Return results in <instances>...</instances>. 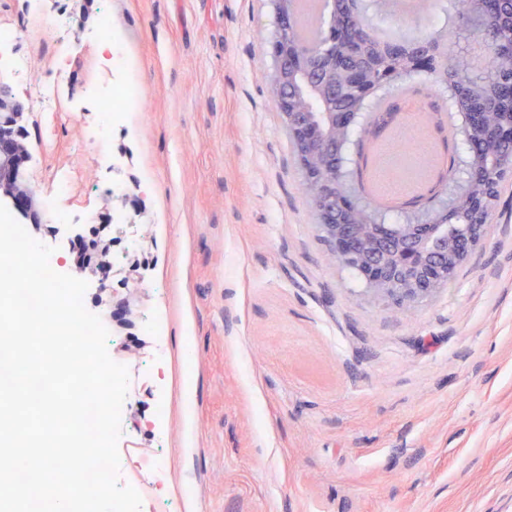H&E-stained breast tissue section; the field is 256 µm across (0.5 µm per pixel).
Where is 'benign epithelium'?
Masks as SVG:
<instances>
[{
  "label": "benign epithelium",
  "instance_id": "obj_1",
  "mask_svg": "<svg viewBox=\"0 0 512 512\" xmlns=\"http://www.w3.org/2000/svg\"><path fill=\"white\" fill-rule=\"evenodd\" d=\"M279 32L282 37L272 47L276 62L272 77V91L280 103L284 123L292 138L300 165L309 170L318 164L317 152L336 155V128L353 126L354 115L349 112H295L290 107L291 94L308 88L318 96H328L331 90L310 85L307 61L323 53L340 40L342 34L335 26H327L326 38L297 51L288 39L291 28L293 0H275ZM408 47L412 53L408 70L430 73L436 69V53L430 38L422 36ZM0 112L8 113L11 121L0 119V196L11 198L27 206L34 204L31 191L16 190L6 179L14 173L13 163L29 154L25 132L21 129L28 107L19 100L10 84L0 81ZM494 155L471 142L466 162L471 168L481 163L493 167ZM319 204L315 207L319 226L331 245V258L338 265L356 269L364 281L366 292L394 300L404 306L422 302L438 290L448 286L460 263L474 246L480 229L487 221L490 198L474 195L464 185L452 198L443 202L437 212L420 208V201H409L406 222L393 227L383 223L381 214H373L367 224H350L341 215L368 208L364 198L348 189L336 176V169L316 187ZM469 199L464 229L454 235L441 232V216L451 211L456 199Z\"/></svg>",
  "mask_w": 512,
  "mask_h": 512
}]
</instances>
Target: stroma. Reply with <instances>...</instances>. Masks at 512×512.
I'll return each mask as SVG.
<instances>
[{"label":"stroma","mask_w":512,"mask_h":512,"mask_svg":"<svg viewBox=\"0 0 512 512\" xmlns=\"http://www.w3.org/2000/svg\"><path fill=\"white\" fill-rule=\"evenodd\" d=\"M0 0L31 68L28 233L58 272L88 280L86 309L129 370L118 482L141 512H512V179L446 288L407 309L330 258L271 89L273 0ZM112 14L122 122L84 99L111 81L96 33ZM69 177L55 193L56 173ZM114 273L71 263L88 217ZM157 457L165 475L141 470ZM29 2V8L34 14L35 19L41 21L42 18L47 33L55 37L62 32L65 26L64 20L58 15L45 13L41 3L44 0H29Z\"/></svg>","instance_id":"35a3bbf8"}]
</instances>
